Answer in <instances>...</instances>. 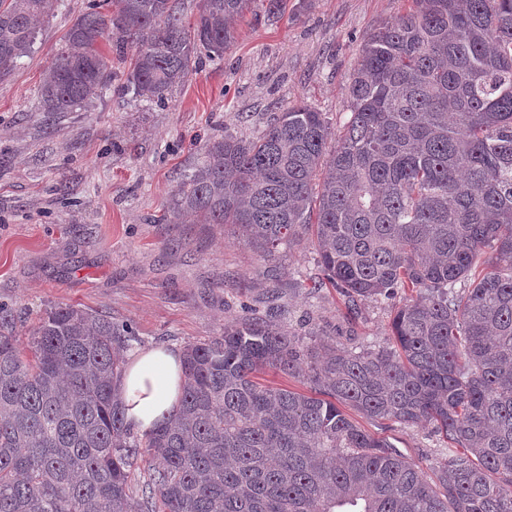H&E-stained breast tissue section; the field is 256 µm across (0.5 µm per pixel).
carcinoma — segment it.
<instances>
[{"label":"carcinoma","instance_id":"1","mask_svg":"<svg viewBox=\"0 0 512 512\" xmlns=\"http://www.w3.org/2000/svg\"><path fill=\"white\" fill-rule=\"evenodd\" d=\"M57 0H0V78ZM251 0H112L77 17L40 89L73 112L108 88L101 40L134 49L126 88L163 103L224 57ZM351 115L292 105L225 134L170 192L171 224H231L270 261L310 230L320 288L348 307L403 294L389 342L333 343L270 306L187 346L178 413L143 437L116 396L132 335L72 306L26 343L0 307V512H512V0H414L364 41ZM301 376L310 394L256 374ZM433 425L431 477L342 410ZM156 465L138 491L130 459Z\"/></svg>","mask_w":512,"mask_h":512}]
</instances>
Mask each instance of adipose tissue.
I'll list each match as a JSON object with an SVG mask.
<instances>
[{"label":"adipose tissue","instance_id":"1","mask_svg":"<svg viewBox=\"0 0 512 512\" xmlns=\"http://www.w3.org/2000/svg\"><path fill=\"white\" fill-rule=\"evenodd\" d=\"M181 379L180 353L149 348L129 356L118 396L135 431L151 432L176 411Z\"/></svg>","mask_w":512,"mask_h":512}]
</instances>
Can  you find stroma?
Returning a JSON list of instances; mask_svg holds the SVG:
<instances>
[{"mask_svg": "<svg viewBox=\"0 0 512 512\" xmlns=\"http://www.w3.org/2000/svg\"><path fill=\"white\" fill-rule=\"evenodd\" d=\"M93 0H57L36 43L0 80V304L27 338L46 309L71 305L129 327L133 349L177 351L221 335L263 309L276 286L294 316L329 333L382 342L392 301L352 315L318 276L310 235L267 261L233 228L162 221L170 191L198 163L205 142L259 135L288 104L324 112L332 134L350 117L345 86L365 37L413 0H253L223 59H202L164 104L133 96L123 80L85 109L42 111L39 90L77 16ZM406 458L436 466L443 446L430 426L381 429Z\"/></svg>", "mask_w": 512, "mask_h": 512, "instance_id": "obj_1", "label": "stroma"}]
</instances>
